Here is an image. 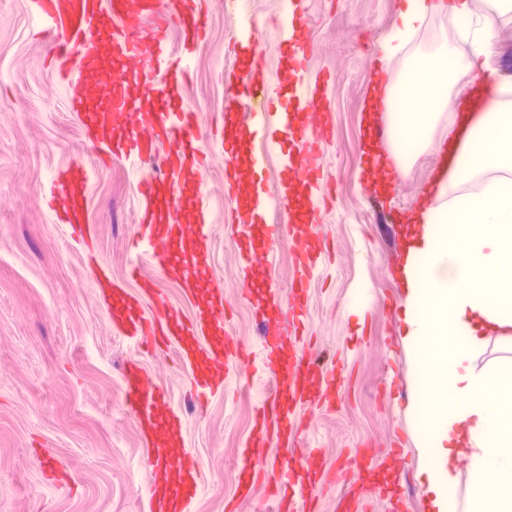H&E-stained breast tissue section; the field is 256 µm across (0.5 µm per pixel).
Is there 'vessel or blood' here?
<instances>
[{"mask_svg":"<svg viewBox=\"0 0 512 512\" xmlns=\"http://www.w3.org/2000/svg\"><path fill=\"white\" fill-rule=\"evenodd\" d=\"M44 24L46 35L55 41L53 54L59 65V80L70 107L88 113L87 131L103 157H158L161 174L141 180L136 192L144 208L135 244L167 276L179 283L186 295L200 288L199 269L203 246L208 237L207 196L197 191L192 202H185L180 181L193 175L204 184L206 164L193 142L195 115L174 105L178 94L177 71L192 52L205 29L200 0H145L135 6L132 0H32ZM153 16L152 28H145L146 16ZM176 24L182 34L179 51L167 47L166 31ZM109 42L116 70L103 76L99 57L103 34ZM316 91L303 92L298 112L273 110L265 105L251 108L248 100L224 105L223 139L232 144L238 138L243 116H250L257 128L277 122L286 132L320 119ZM124 135L113 138V128ZM323 171L322 155L315 142L294 141L285 163L287 181H317ZM87 180L79 167L59 171L53 181L54 202L61 223L77 232L85 230ZM292 222L298 229L293 252L296 277L292 283L294 300H301L307 281L316 268L313 229L314 212L301 211ZM112 317L120 331L138 343L172 344L191 369L201 393L212 394L224 384V361L238 357L239 346L224 333V291L213 286L193 318H185L166 298L155 296L152 310L127 293H112ZM288 342V310L278 307L275 319L265 320L262 348L265 369L275 380V393L266 399L255 423L251 445L264 452L272 442L290 443L293 430L288 423V407L332 395L335 379L316 369L304 354L283 357ZM125 400L134 413L146 440L156 448L149 495L159 512H185L196 495L198 472L190 454L171 449L170 443L181 430V423L168 406L164 392L138 366L125 373ZM266 476L275 490H294L305 496V483L295 466L285 458L266 460Z\"/></svg>","mask_w":512,"mask_h":512,"instance_id":"obj_1","label":"vessel or blood"}]
</instances>
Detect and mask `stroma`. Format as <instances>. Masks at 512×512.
<instances>
[{
	"label": "stroma",
	"mask_w": 512,
	"mask_h": 512,
	"mask_svg": "<svg viewBox=\"0 0 512 512\" xmlns=\"http://www.w3.org/2000/svg\"><path fill=\"white\" fill-rule=\"evenodd\" d=\"M207 32L188 63L180 106L196 114V146L208 157L204 189L212 229L204 253L208 273L224 290V330L249 354L229 361L222 392L192 397L186 371L169 350L137 347L112 324L96 286L100 271L131 294L140 279L193 315L175 281L133 245L142 203L135 183L158 170L157 159L113 158L100 163L87 141L83 116L71 111L47 63L50 48L30 0H0V512H151L146 488L155 454L140 437L124 395L123 374L139 364L166 393L182 424L181 447L203 476L187 512H269L265 488L237 498V475L268 394L261 361L260 323L268 289L291 296L294 228L270 210L240 227L238 213L255 191L277 196L284 183L285 148H270L276 131L250 138L235 191L224 184V147L215 119L227 99L240 95L225 73L261 61V79L282 103H300L303 80L320 83L321 179L299 186L321 223L325 245L295 316L291 341L318 368L335 370L329 403L293 411L301 430L296 447L321 455L327 479L311 494L316 512H336L344 493L371 484L382 494L365 512H430L427 478L410 441L407 408L413 388L399 342L402 288L396 270L406 240L402 219L418 200L438 155L433 145L389 189L365 171L389 157L390 140L365 146V124H386L385 112L367 116L371 70L382 63L394 85L410 59L447 48L463 58L470 45L453 20L429 17L388 59L379 45L399 25L401 0H201ZM303 17L300 35L312 51L308 71L297 70L293 42L283 30ZM87 173L90 238L58 223L49 206L58 169ZM281 225L275 246L268 227ZM265 251L261 270L243 254ZM54 457L64 479L47 478L34 456Z\"/></svg>",
	"instance_id": "stroma-1"
}]
</instances>
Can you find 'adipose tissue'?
<instances>
[{
    "mask_svg": "<svg viewBox=\"0 0 512 512\" xmlns=\"http://www.w3.org/2000/svg\"><path fill=\"white\" fill-rule=\"evenodd\" d=\"M404 4V28L443 11L471 39L458 62L444 51L415 57L395 90L405 102L422 93L427 107L388 115L390 158L401 173L425 152L436 126H448L441 161L408 215L413 228L398 267L413 442L433 512H512V75L491 68L484 49L512 0ZM458 69L467 81L448 113V83ZM476 223L487 233L474 235ZM492 345L505 357L483 361Z\"/></svg>",
    "mask_w": 512,
    "mask_h": 512,
    "instance_id": "ef3b65f1",
    "label": "adipose tissue"
}]
</instances>
